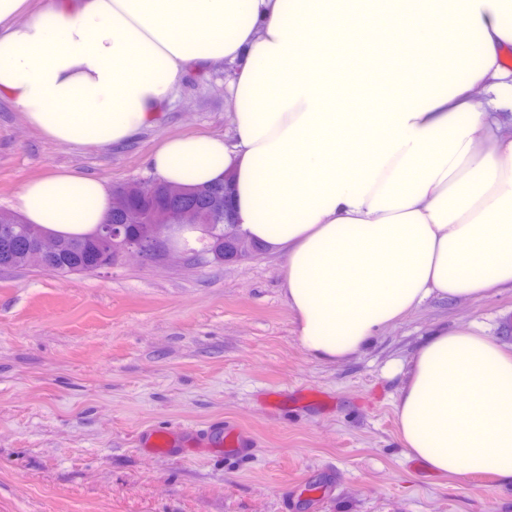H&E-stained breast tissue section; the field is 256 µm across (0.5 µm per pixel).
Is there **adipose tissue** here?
Returning a JSON list of instances; mask_svg holds the SVG:
<instances>
[{
  "mask_svg": "<svg viewBox=\"0 0 512 512\" xmlns=\"http://www.w3.org/2000/svg\"><path fill=\"white\" fill-rule=\"evenodd\" d=\"M0 0V97L46 138L108 147L152 125L183 75L224 66L228 133L164 141L152 173L183 187L231 179L237 233L279 254L312 356L360 354L427 300L512 290V0H423L451 18L426 83L373 112L336 109V0ZM24 24H17L19 15ZM27 223L81 237L112 212L102 180L25 183ZM427 470L512 481V349L472 324L437 330L395 400Z\"/></svg>",
  "mask_w": 512,
  "mask_h": 512,
  "instance_id": "ef3b65f1",
  "label": "adipose tissue"
}]
</instances>
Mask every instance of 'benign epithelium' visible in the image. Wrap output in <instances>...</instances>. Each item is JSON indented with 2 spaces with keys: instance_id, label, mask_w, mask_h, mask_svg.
Returning a JSON list of instances; mask_svg holds the SVG:
<instances>
[{
  "instance_id": "7a95c632",
  "label": "benign epithelium",
  "mask_w": 512,
  "mask_h": 512,
  "mask_svg": "<svg viewBox=\"0 0 512 512\" xmlns=\"http://www.w3.org/2000/svg\"><path fill=\"white\" fill-rule=\"evenodd\" d=\"M198 195L196 188L170 184L161 190L157 181L150 179L133 181L126 191H112V214L94 236V241L112 257L101 256V260L90 266L89 270L96 272L112 266L132 253L154 263H164L180 254L193 262L207 261V250L180 251L171 243L172 233L176 229L187 225L205 229L204 216L191 204ZM137 226L147 229L149 243L144 244L131 237L129 229ZM11 247L27 254L37 263H45L57 254L60 242L47 234L35 237L23 235L13 238Z\"/></svg>"
}]
</instances>
